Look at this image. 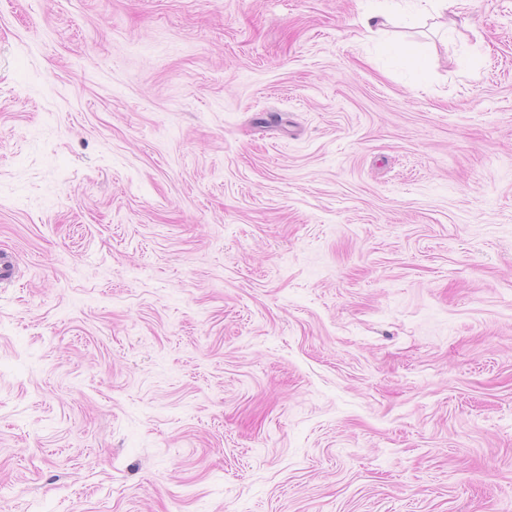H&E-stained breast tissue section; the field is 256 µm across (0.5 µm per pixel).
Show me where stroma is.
<instances>
[{
    "mask_svg": "<svg viewBox=\"0 0 512 512\" xmlns=\"http://www.w3.org/2000/svg\"><path fill=\"white\" fill-rule=\"evenodd\" d=\"M0 0V512H512V0ZM395 21V13L385 6L369 8L363 15L362 25L368 32H380Z\"/></svg>",
    "mask_w": 512,
    "mask_h": 512,
    "instance_id": "35a3bbf8",
    "label": "stroma"
}]
</instances>
